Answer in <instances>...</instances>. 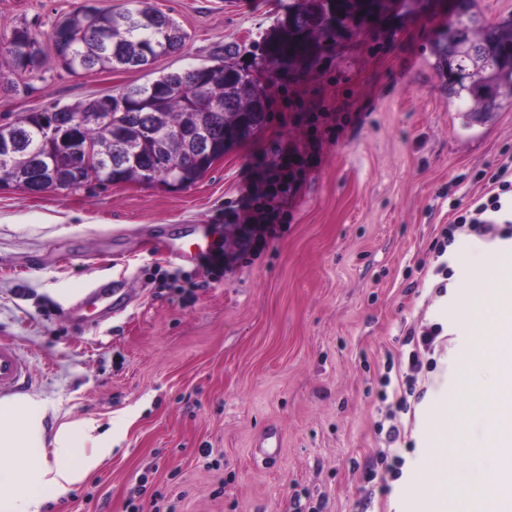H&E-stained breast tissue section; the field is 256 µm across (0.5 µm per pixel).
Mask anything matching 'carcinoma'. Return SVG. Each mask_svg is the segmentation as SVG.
Returning a JSON list of instances; mask_svg holds the SVG:
<instances>
[{
    "label": "carcinoma",
    "mask_w": 512,
    "mask_h": 512,
    "mask_svg": "<svg viewBox=\"0 0 512 512\" xmlns=\"http://www.w3.org/2000/svg\"><path fill=\"white\" fill-rule=\"evenodd\" d=\"M464 14L448 25L436 45L439 63H466L481 75L482 86L468 81L448 82V96L456 100V111L467 121L480 122L496 112L505 100H512V68L487 69L485 51L495 55L512 53V23L481 24L476 0H463ZM331 8L325 0H300L288 15V30L276 52L283 58L307 57L312 41L325 32L324 20ZM70 33V52L56 56L67 70L112 69L116 65L136 68L145 65L147 52L155 56L181 50L187 33L170 16L146 6L145 0H129V6L115 11L97 8L95 18L80 7L59 21ZM474 40L482 51L461 60L460 44ZM26 43L16 40L10 56L13 70L27 72ZM230 53L216 60L209 77L190 69L162 74L143 85L127 86L112 96V120L93 117L97 98L73 105L51 106L67 121L84 118L80 146H90L87 161L76 164L73 152L44 142L37 118L24 125V117L0 124V139H17V148L6 163H0V186L26 190L41 189L54 182L78 190L94 181L106 187L119 176L136 182L142 171L159 169L171 158L188 163L182 145L162 135L176 129L203 125L213 152L224 151V128L242 112L263 104L264 91L248 70L228 62Z\"/></svg>",
    "instance_id": "cac0c4a2"
}]
</instances>
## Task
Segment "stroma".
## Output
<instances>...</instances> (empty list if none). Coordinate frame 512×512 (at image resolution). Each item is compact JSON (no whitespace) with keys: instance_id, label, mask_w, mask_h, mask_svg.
I'll return each mask as SVG.
<instances>
[{"instance_id":"1","label":"stroma","mask_w":512,"mask_h":512,"mask_svg":"<svg viewBox=\"0 0 512 512\" xmlns=\"http://www.w3.org/2000/svg\"><path fill=\"white\" fill-rule=\"evenodd\" d=\"M84 0H0V35L35 30L33 74L0 55V124L212 64L224 47L259 78L267 118L194 185L137 183L77 192L0 189V339L30 368L26 393L57 424L95 418L115 449L101 469L42 512H417L429 475L426 442L447 427L448 502L468 486L463 445L488 421L469 412L460 318L477 288L475 236L435 244L485 190L482 172L512 156V101L466 124L448 102L434 51L450 0H407L382 25L356 29L304 73L270 80L263 58L297 0H147L188 33L184 48L137 68L75 74L55 58L57 22ZM328 105L347 124L282 210L285 228L258 259L222 278L162 255L160 233L226 221L282 151H311L286 122L283 98ZM447 263L449 280L435 270ZM164 270L192 288L159 287ZM118 282L124 310L77 309L95 283ZM443 327L409 383V329ZM452 404L449 423L426 403ZM397 439H389L390 427Z\"/></svg>"}]
</instances>
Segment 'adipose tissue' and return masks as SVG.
<instances>
[{"label": "adipose tissue", "instance_id": "ef3b65f1", "mask_svg": "<svg viewBox=\"0 0 512 512\" xmlns=\"http://www.w3.org/2000/svg\"><path fill=\"white\" fill-rule=\"evenodd\" d=\"M49 408L38 396L0 397V512H41L46 495L61 498L111 455L112 444L98 436L94 419L48 427ZM448 432L429 440L434 481L423 497L429 512H448L444 460Z\"/></svg>", "mask_w": 512, "mask_h": 512}]
</instances>
